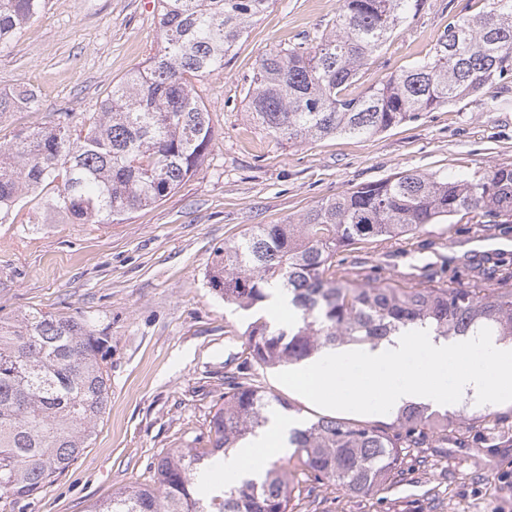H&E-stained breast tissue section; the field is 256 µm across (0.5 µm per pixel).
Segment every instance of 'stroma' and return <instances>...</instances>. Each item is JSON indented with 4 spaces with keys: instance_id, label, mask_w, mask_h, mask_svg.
<instances>
[{
    "instance_id": "stroma-1",
    "label": "stroma",
    "mask_w": 512,
    "mask_h": 512,
    "mask_svg": "<svg viewBox=\"0 0 512 512\" xmlns=\"http://www.w3.org/2000/svg\"><path fill=\"white\" fill-rule=\"evenodd\" d=\"M156 0H43L14 44L0 49V91L35 90L38 108L0 114V143L69 112L81 124L113 83L143 68L161 43ZM342 0H273L196 87L213 140L199 170L156 206L120 224H73L33 200L0 224V319L39 309L82 313L107 343L110 393L96 439L67 472L14 512H85L113 492L149 483L172 448H202L233 375L293 403L292 418L326 416L291 389L287 367L245 361L252 322L275 320L262 305L225 303L208 284L217 247L253 224L298 219L323 199L405 171L454 175L512 163V90L485 84L474 95L370 139L327 137L291 145L252 117L245 98L266 53L319 37ZM487 0H421L368 61L353 92L377 86L424 58L449 21ZM449 261L441 277L465 281L469 261L512 262V232L479 240L466 222L434 224L387 263L398 273ZM293 449L263 459L290 471L294 512H512V447L449 442L411 448L405 475L384 497H355L295 470Z\"/></svg>"
}]
</instances>
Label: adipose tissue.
<instances>
[{
	"label": "adipose tissue",
	"instance_id": "ef3b65f1",
	"mask_svg": "<svg viewBox=\"0 0 512 512\" xmlns=\"http://www.w3.org/2000/svg\"><path fill=\"white\" fill-rule=\"evenodd\" d=\"M288 383L317 404L367 414H388L416 403L512 405V341L400 333L375 345L325 348L289 371ZM295 426L291 419H272L221 456L203 484L230 487L256 476L264 457L287 447Z\"/></svg>",
	"mask_w": 512,
	"mask_h": 512
}]
</instances>
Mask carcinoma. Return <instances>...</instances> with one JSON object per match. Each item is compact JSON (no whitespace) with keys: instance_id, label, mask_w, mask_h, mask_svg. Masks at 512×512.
Masks as SVG:
<instances>
[{"instance_id":"cac0c4a2","label":"carcinoma","mask_w":512,"mask_h":512,"mask_svg":"<svg viewBox=\"0 0 512 512\" xmlns=\"http://www.w3.org/2000/svg\"><path fill=\"white\" fill-rule=\"evenodd\" d=\"M412 0H344L315 43L264 55L247 88L248 110L292 145L333 135L370 138L478 91L512 86V0H488L458 16L423 60L379 86L347 92L361 68L405 18ZM272 0H158L162 43L147 65L112 85L96 118L20 129L0 144V223L28 193L53 189L47 206L73 224H119L164 200L202 165L212 140L209 112L190 78L224 69L228 56ZM41 0H0V48L14 43ZM39 100L31 89L0 92V115ZM460 216L488 236L512 229V164L453 177L406 171L357 186L308 209L295 222L255 224L214 251L208 283L243 310L269 289L288 294L293 318L250 325L245 351L265 367L303 362L326 346L378 342L400 331L437 336L493 333L512 339V270L467 266L453 287L428 267L382 274L388 245ZM367 250L350 261L345 252ZM106 338L87 320L28 311L0 321V512L33 500L88 448L106 412ZM291 405L230 380L209 422L210 447L175 448L154 484L112 493L87 512H293L295 487L277 468L212 495L195 479L208 458L237 445ZM427 406L390 423L321 417L292 432L298 462L322 485L350 495L381 494L402 476L405 448L448 440ZM473 415L454 442L482 437Z\"/></svg>"}]
</instances>
